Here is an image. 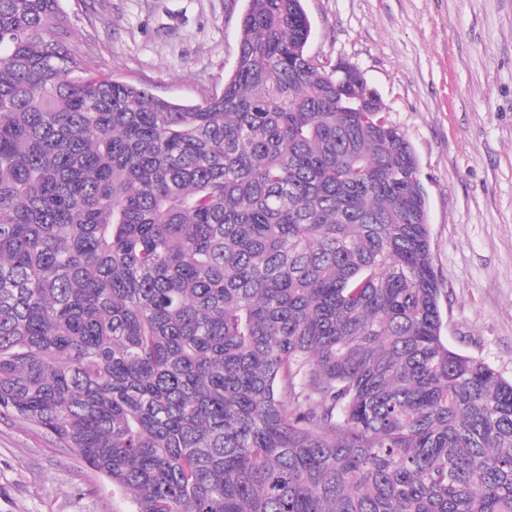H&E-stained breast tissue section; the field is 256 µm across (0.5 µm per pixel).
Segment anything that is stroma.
Returning <instances> with one entry per match:
<instances>
[{"label": "stroma", "mask_w": 512, "mask_h": 512, "mask_svg": "<svg viewBox=\"0 0 512 512\" xmlns=\"http://www.w3.org/2000/svg\"><path fill=\"white\" fill-rule=\"evenodd\" d=\"M245 0H64L104 72L184 104L221 92ZM307 51L357 68L419 166L450 349L512 378V0H304ZM67 448L0 416V512H115Z\"/></svg>", "instance_id": "stroma-1"}]
</instances>
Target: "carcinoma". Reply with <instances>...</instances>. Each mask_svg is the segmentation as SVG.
Instances as JSON below:
<instances>
[{"label":"carcinoma","mask_w":512,"mask_h":512,"mask_svg":"<svg viewBox=\"0 0 512 512\" xmlns=\"http://www.w3.org/2000/svg\"><path fill=\"white\" fill-rule=\"evenodd\" d=\"M0 0V414L127 512H512V379L448 348L418 162L302 0L197 105Z\"/></svg>","instance_id":"cac0c4a2"}]
</instances>
